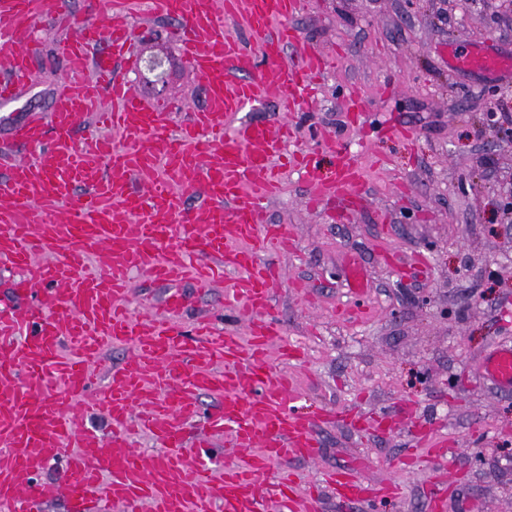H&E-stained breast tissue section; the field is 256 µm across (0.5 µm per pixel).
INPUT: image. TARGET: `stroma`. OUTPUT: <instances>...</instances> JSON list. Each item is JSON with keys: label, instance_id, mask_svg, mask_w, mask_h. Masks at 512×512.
Returning a JSON list of instances; mask_svg holds the SVG:
<instances>
[{"label": "stroma", "instance_id": "obj_1", "mask_svg": "<svg viewBox=\"0 0 512 512\" xmlns=\"http://www.w3.org/2000/svg\"><path fill=\"white\" fill-rule=\"evenodd\" d=\"M133 22L148 29L138 52L169 59L163 98L181 122L183 102L201 104L202 84L166 38V19L139 14ZM291 24L304 46L329 56V68L309 109L264 105L250 116L291 121L292 148L325 170L333 158L322 143L334 136L360 165L367 198L348 216L333 202L315 206L301 172L283 171L264 218L290 225L296 249L282 260L285 280L270 312L304 359L274 354L270 362L293 377L305 414L392 407L399 416L366 431L322 424L317 461L286 466L302 494L336 468L395 484L398 497L380 512H432L439 492L447 512H512V392L478 370L485 351L512 346V221L504 211L512 137L487 122L512 96V76L456 69L446 54L489 43L512 54V13L498 0H305ZM36 35L38 80L21 93L18 120L49 109L65 69L54 53L64 30L45 19ZM354 92L364 103L361 126L347 110ZM417 254L427 272L409 265ZM351 256L368 277L358 297L346 281ZM223 294L187 290L182 332L211 314L218 329L245 336Z\"/></svg>", "mask_w": 512, "mask_h": 512}]
</instances>
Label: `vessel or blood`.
Listing matches in <instances>:
<instances>
[{
	"mask_svg": "<svg viewBox=\"0 0 512 512\" xmlns=\"http://www.w3.org/2000/svg\"><path fill=\"white\" fill-rule=\"evenodd\" d=\"M301 0H98L110 14L72 17L65 0H0V105L15 103L36 77L31 57L37 19L73 28L59 50L68 62L49 112L13 121L12 141L35 147L32 159L0 156V265L17 270V291L34 296L21 317L0 314V512H43L65 499L71 512H263L276 495L280 512H306L282 475L264 479L290 458L314 459L317 422L303 416L287 376L267 360L282 343L268 313L283 278L280 264L292 241L284 224L263 221V202L279 189L274 157H287L284 123L246 120L255 103L311 94L325 69L321 55L300 49L290 21ZM148 11L174 20L172 37L202 81L205 98L171 129L161 105L140 94L121 70L137 61L139 30L133 15ZM241 24L255 42L242 46L227 23ZM464 69L512 72V57L476 48L450 51ZM110 134L76 131L90 117ZM149 177L147 188L137 181ZM315 198L345 194L362 199L359 170L338 155L331 176L310 169ZM200 201L187 205L185 192ZM103 261L89 267L95 256ZM164 290L142 294L149 309L185 308L183 282L201 295L224 290V304L250 315L249 336L213 332L200 318L186 339L164 318L130 315L133 273ZM130 353L113 368L101 392L91 372L105 347ZM481 373L512 388V347L495 349ZM217 398L201 414L200 394ZM90 401L112 423L108 434L79 426L71 410ZM202 423L195 435L186 429ZM144 431L162 452L144 461L132 445ZM222 433L238 462L214 479L203 455ZM63 460L57 479L41 480L48 464ZM335 486L342 512H372L381 495L354 474L324 477Z\"/></svg>",
	"mask_w": 512,
	"mask_h": 512,
	"instance_id": "obj_1",
	"label": "vessel or blood"
}]
</instances>
